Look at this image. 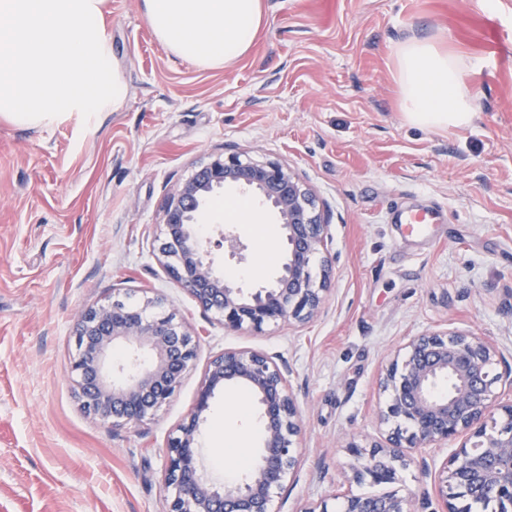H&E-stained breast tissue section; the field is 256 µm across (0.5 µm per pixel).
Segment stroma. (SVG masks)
I'll list each match as a JSON object with an SVG mask.
<instances>
[{"mask_svg":"<svg viewBox=\"0 0 512 512\" xmlns=\"http://www.w3.org/2000/svg\"><path fill=\"white\" fill-rule=\"evenodd\" d=\"M263 2L249 52L203 69L157 40L142 0H107L120 106L46 128L0 118V512H162L168 442L227 349L291 371L300 464L282 512L344 492L348 443L384 442L379 378L410 337L467 330L512 365V0ZM410 37L459 60L477 94L469 126L404 119L394 72ZM225 152L287 166L324 212L334 275L303 327L225 330L156 258L168 194ZM435 206L445 220L432 239L399 237L395 208ZM235 230L245 258L216 249L221 270L271 279L279 236ZM128 294L162 297L202 337L172 400L115 428L85 412L69 367L81 312ZM234 406L212 401L199 447L209 467L219 434L249 435L256 420ZM453 452L408 465L402 492L441 512L431 473Z\"/></svg>","mask_w":512,"mask_h":512,"instance_id":"1","label":"stroma"}]
</instances>
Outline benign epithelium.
Listing matches in <instances>:
<instances>
[{"mask_svg":"<svg viewBox=\"0 0 512 512\" xmlns=\"http://www.w3.org/2000/svg\"><path fill=\"white\" fill-rule=\"evenodd\" d=\"M227 186L250 192L274 213L284 260L267 282L245 284L220 272L198 231L207 200ZM328 225L312 190L288 167L244 152L224 153L196 170L166 201L160 225L159 262L171 278L229 331L267 325H300L316 316L329 291L332 259L325 253ZM230 256L245 259L233 234L222 235ZM162 300L114 299L92 306L77 321V355L69 373L83 408L114 427L134 426L166 405L190 370L200 334ZM122 351L141 369L117 379ZM496 349L471 332H431L411 337L380 379L386 393L380 419L387 445H349L354 458L347 482L369 492L333 495L341 512H418L416 500L394 488L407 466L402 448H441L464 437L437 476L444 512H465L464 503L488 500L512 512V402H497L495 389L512 387V369L494 372ZM116 369L122 372L124 366ZM237 388L259 411L261 448L251 469L234 483L217 486L202 473L198 437L214 396ZM300 412L286 373L266 353L226 350L207 368L191 416L171 438L164 474L163 512H281L278 491L296 475Z\"/></svg>","mask_w":512,"mask_h":512,"instance_id":"obj_1","label":"benign epithelium"}]
</instances>
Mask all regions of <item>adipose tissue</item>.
I'll return each mask as SVG.
<instances>
[{
	"mask_svg": "<svg viewBox=\"0 0 512 512\" xmlns=\"http://www.w3.org/2000/svg\"><path fill=\"white\" fill-rule=\"evenodd\" d=\"M159 41L199 67L228 66L252 47L263 22L262 0H143ZM395 81L402 112L413 125L464 127L475 115L476 94L455 58L430 41L411 38L397 50Z\"/></svg>",
	"mask_w": 512,
	"mask_h": 512,
	"instance_id": "adipose-tissue-1",
	"label": "adipose tissue"
}]
</instances>
